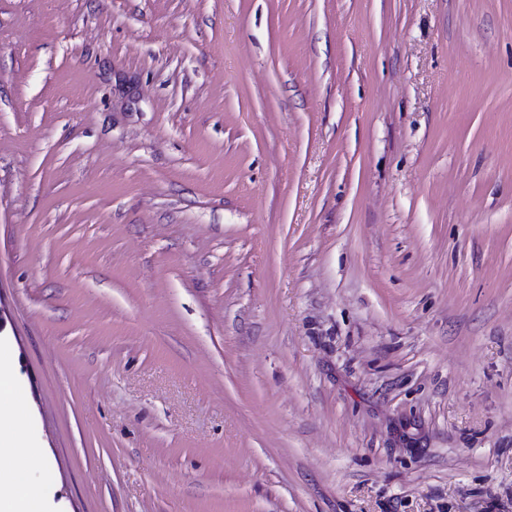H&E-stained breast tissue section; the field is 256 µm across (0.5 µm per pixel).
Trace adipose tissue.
Wrapping results in <instances>:
<instances>
[{
	"mask_svg": "<svg viewBox=\"0 0 512 512\" xmlns=\"http://www.w3.org/2000/svg\"><path fill=\"white\" fill-rule=\"evenodd\" d=\"M0 447L12 458L11 465L0 470V512H46L43 488L30 479L40 460L29 434L25 397L5 349H0Z\"/></svg>",
	"mask_w": 512,
	"mask_h": 512,
	"instance_id": "ef3b65f1",
	"label": "adipose tissue"
}]
</instances>
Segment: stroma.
<instances>
[{
	"label": "stroma",
	"mask_w": 512,
	"mask_h": 512,
	"mask_svg": "<svg viewBox=\"0 0 512 512\" xmlns=\"http://www.w3.org/2000/svg\"><path fill=\"white\" fill-rule=\"evenodd\" d=\"M0 346L52 512H512V0H0Z\"/></svg>",
	"instance_id": "35a3bbf8"
}]
</instances>
